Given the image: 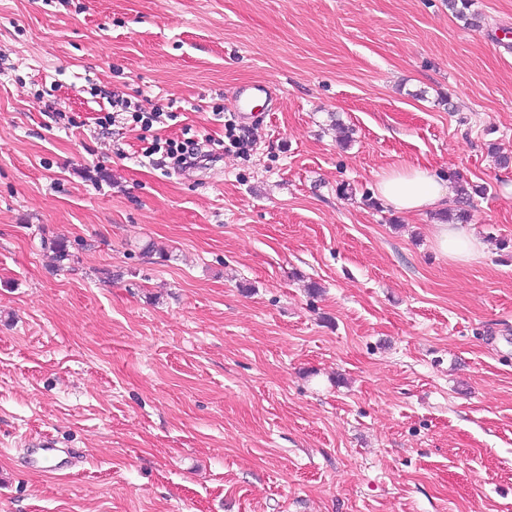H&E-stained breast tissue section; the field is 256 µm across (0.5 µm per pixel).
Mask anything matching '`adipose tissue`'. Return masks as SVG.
Instances as JSON below:
<instances>
[{
    "instance_id": "adipose-tissue-1",
    "label": "adipose tissue",
    "mask_w": 512,
    "mask_h": 512,
    "mask_svg": "<svg viewBox=\"0 0 512 512\" xmlns=\"http://www.w3.org/2000/svg\"><path fill=\"white\" fill-rule=\"evenodd\" d=\"M375 194L404 214L440 210L448 200L441 178L423 166H407L380 174ZM433 240L441 255L454 265H468L485 255L484 243L459 224L434 225Z\"/></svg>"
}]
</instances>
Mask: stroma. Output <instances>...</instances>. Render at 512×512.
Masks as SVG:
<instances>
[{"instance_id": "obj_1", "label": "stroma", "mask_w": 512, "mask_h": 512, "mask_svg": "<svg viewBox=\"0 0 512 512\" xmlns=\"http://www.w3.org/2000/svg\"><path fill=\"white\" fill-rule=\"evenodd\" d=\"M468 13L0 0V512H512V0ZM116 94L207 159L99 127ZM415 164L485 187L481 261L377 201ZM269 94L270 88L267 85L254 84L240 87L236 94V102L238 104L237 112H239L241 119L247 120L250 118L251 105L254 100L262 96L267 98ZM145 149V157L153 158L154 155L161 154V157L156 160L157 163L162 164L163 159L172 158L176 161L178 166L183 169H190L197 166L203 159L198 148V142L193 137L185 138L181 144L173 143L168 140L162 142L161 138L153 137ZM30 446L33 448L29 449V455L34 465L39 467L44 460L54 459L56 464L54 465V468L49 471L54 472L55 474L66 473V463L63 459H59L61 450L59 448H55L56 444L51 437L43 436L38 440L31 442Z\"/></svg>"}]
</instances>
